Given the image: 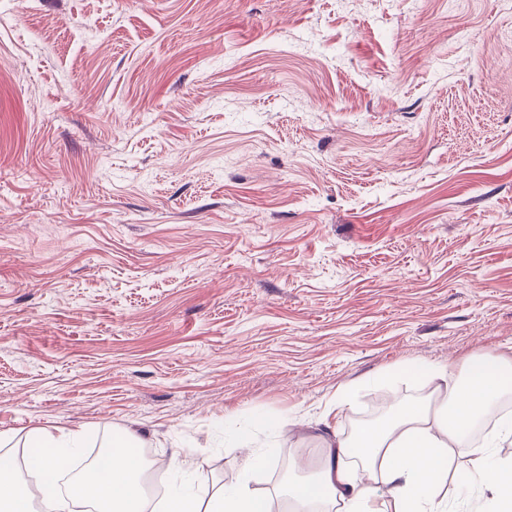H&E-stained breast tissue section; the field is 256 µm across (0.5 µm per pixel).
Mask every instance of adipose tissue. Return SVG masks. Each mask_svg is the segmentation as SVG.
I'll return each instance as SVG.
<instances>
[{"instance_id": "ef3b65f1", "label": "adipose tissue", "mask_w": 512, "mask_h": 512, "mask_svg": "<svg viewBox=\"0 0 512 512\" xmlns=\"http://www.w3.org/2000/svg\"><path fill=\"white\" fill-rule=\"evenodd\" d=\"M416 371L433 384L427 400L396 406L389 418L361 427L355 439H326L317 478L291 483V500L332 504L339 512H448L440 491L448 481L452 449L466 440L480 418L495 413L499 398L512 386V352L473 359L455 381L449 380L443 365H420ZM510 438L512 420H501L474 451L495 512H512V458H491L492 448ZM27 439L29 447L43 451L37 464L41 479L31 485L7 476L0 467V512H31L37 499L50 502L52 512H71L72 505L88 501L104 505L105 512H147L142 460L132 450L130 434H114L110 462L91 480H70L63 492L57 481L68 471L82 432L36 428ZM355 460L362 465L357 479L350 472ZM267 463L266 456L249 454L235 486L205 503L192 492H174L163 512H269L266 497L251 486ZM382 484L388 488L384 497L378 493Z\"/></svg>"}]
</instances>
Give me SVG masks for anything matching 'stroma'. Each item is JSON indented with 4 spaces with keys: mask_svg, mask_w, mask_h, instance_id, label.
Returning <instances> with one entry per match:
<instances>
[{
    "mask_svg": "<svg viewBox=\"0 0 512 512\" xmlns=\"http://www.w3.org/2000/svg\"><path fill=\"white\" fill-rule=\"evenodd\" d=\"M511 347L512 0H0L9 448L128 431L206 496L252 449L274 497ZM442 493L488 512L468 449Z\"/></svg>",
    "mask_w": 512,
    "mask_h": 512,
    "instance_id": "stroma-1",
    "label": "stroma"
}]
</instances>
